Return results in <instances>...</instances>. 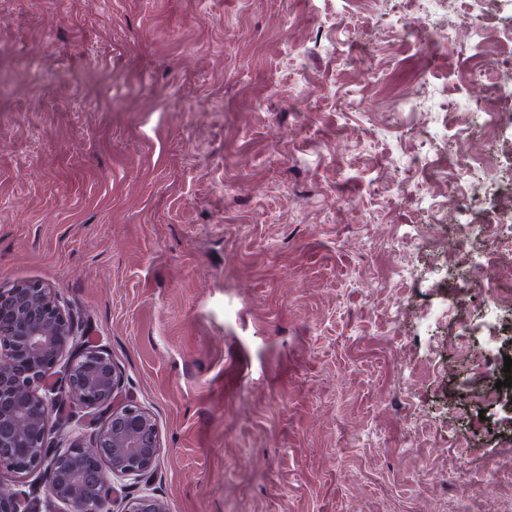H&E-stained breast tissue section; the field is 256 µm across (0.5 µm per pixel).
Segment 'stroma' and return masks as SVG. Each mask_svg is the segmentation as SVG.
<instances>
[{
    "label": "stroma",
    "mask_w": 512,
    "mask_h": 512,
    "mask_svg": "<svg viewBox=\"0 0 512 512\" xmlns=\"http://www.w3.org/2000/svg\"><path fill=\"white\" fill-rule=\"evenodd\" d=\"M413 0H0V287L54 288L147 409L160 456L141 487L169 512H504L512 449L468 424L462 379L423 362L479 332L394 313L440 240L512 213L444 200L448 133L489 122L512 170V0H452L430 49ZM482 104L405 112V91ZM494 97L483 101L484 86ZM432 177H410L417 158Z\"/></svg>",
    "instance_id": "stroma-1"
}]
</instances>
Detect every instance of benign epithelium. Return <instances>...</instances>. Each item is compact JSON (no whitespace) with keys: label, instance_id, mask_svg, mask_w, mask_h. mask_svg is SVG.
<instances>
[{"label":"benign epithelium","instance_id":"obj_1","mask_svg":"<svg viewBox=\"0 0 512 512\" xmlns=\"http://www.w3.org/2000/svg\"><path fill=\"white\" fill-rule=\"evenodd\" d=\"M122 374L109 352L83 343L52 289L40 283L0 288V512H36L19 489L38 473L62 512H101L112 482L137 485L155 468L160 436L143 407L114 404ZM67 396L88 411H107L89 444L49 440L55 403ZM16 488L3 489L5 478ZM121 512H168L152 493H128Z\"/></svg>","mask_w":512,"mask_h":512}]
</instances>
